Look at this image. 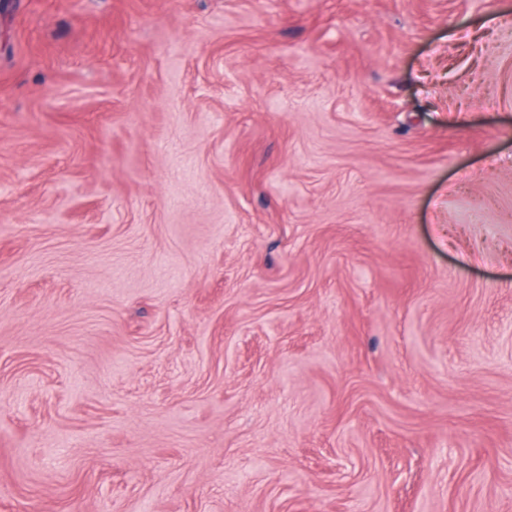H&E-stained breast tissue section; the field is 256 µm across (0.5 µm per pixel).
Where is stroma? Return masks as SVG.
Listing matches in <instances>:
<instances>
[{
  "label": "stroma",
  "mask_w": 512,
  "mask_h": 512,
  "mask_svg": "<svg viewBox=\"0 0 512 512\" xmlns=\"http://www.w3.org/2000/svg\"><path fill=\"white\" fill-rule=\"evenodd\" d=\"M0 512H512V0H0Z\"/></svg>",
  "instance_id": "stroma-1"
}]
</instances>
